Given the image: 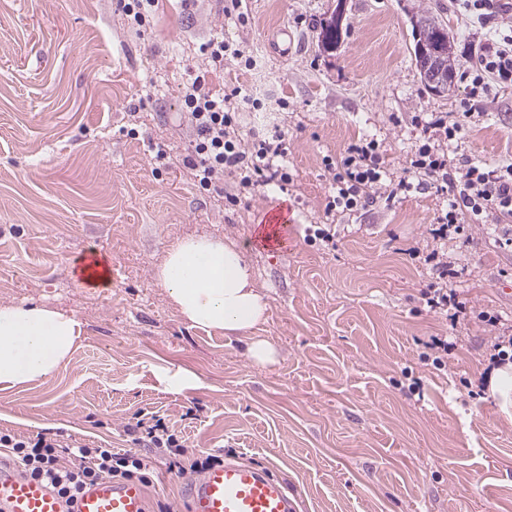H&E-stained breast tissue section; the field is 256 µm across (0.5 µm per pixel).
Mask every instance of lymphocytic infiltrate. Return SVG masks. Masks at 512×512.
Here are the masks:
<instances>
[{
	"label": "lymphocytic infiltrate",
	"mask_w": 512,
	"mask_h": 512,
	"mask_svg": "<svg viewBox=\"0 0 512 512\" xmlns=\"http://www.w3.org/2000/svg\"><path fill=\"white\" fill-rule=\"evenodd\" d=\"M224 42L207 44V71L198 74L182 96V115L192 132L191 153L184 159L192 170L199 190L222 195L232 206L259 188L290 183L287 166V132L271 138L244 141L238 131L237 114L254 98L242 87L230 93L214 92L210 73L223 70ZM472 83L470 100L451 118L426 119L416 116L421 140L411 154L403 176L391 174L376 140L351 142L339 159L329 160L326 216L344 217L359 213L379 202H393L413 191L432 187L448 197V209L426 245L413 248L411 256L423 257L432 277L420 296L430 311L447 314L458 323L466 314L453 286L458 276L455 258L449 256L446 240L450 227L461 224L512 223V163L488 165L472 161L454 162L448 157L449 144L463 138L480 120V104L492 85L512 83V23L497 39L487 44L470 67L462 73ZM232 177L234 192L224 189L225 177ZM136 444L142 453L112 452L94 442H67L57 437L30 439L14 432L0 431V450L27 476L51 483L67 503L97 479L109 477L148 482L153 457L187 456V441L171 434L157 416L138 420Z\"/></svg>",
	"instance_id": "1"
}]
</instances>
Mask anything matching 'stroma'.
Returning <instances> with one entry per match:
<instances>
[{"label":"stroma","mask_w":512,"mask_h":512,"mask_svg":"<svg viewBox=\"0 0 512 512\" xmlns=\"http://www.w3.org/2000/svg\"><path fill=\"white\" fill-rule=\"evenodd\" d=\"M437 1L464 70L492 33L457 0H347L349 29L332 52L317 39L329 0H247L244 23L224 15L225 0H157L142 33L117 0H0V304L35 302L82 324L52 379L0 390V430L124 452L130 427L154 413L198 458L220 449L269 468L300 512H512V389L477 392L494 341L479 312L512 327L502 228L448 237L468 313L455 326L422 301L430 273L408 255L448 204L435 190L341 218L334 250L305 240L325 219V157L373 137L402 175L415 114L450 116L467 97L460 79L446 96L429 92L411 59L408 14ZM211 40L239 51L213 87L243 86L261 103L241 111L242 137L288 133L287 189L229 207L182 163V91ZM486 111L451 157L512 162V87ZM282 204L287 241L275 246L262 233ZM203 235L243 246L276 364L252 362L246 336L190 326L156 282L167 250ZM89 250L109 266V287L76 284ZM448 335L456 347L435 368L424 343ZM182 375L193 386L172 390ZM143 492L147 512H190L187 481L167 462Z\"/></svg>","instance_id":"stroma-1"}]
</instances>
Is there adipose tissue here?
Masks as SVG:
<instances>
[{"label": "adipose tissue", "instance_id": "obj_1", "mask_svg": "<svg viewBox=\"0 0 512 512\" xmlns=\"http://www.w3.org/2000/svg\"><path fill=\"white\" fill-rule=\"evenodd\" d=\"M155 279L191 326L227 335L252 332L249 358L275 363V347L255 333L266 323L269 306L242 245L183 239L169 248ZM80 333V322L63 312L35 303L0 305V390L51 378L68 361Z\"/></svg>", "mask_w": 512, "mask_h": 512}]
</instances>
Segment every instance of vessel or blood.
Wrapping results in <instances>:
<instances>
[{
  "instance_id": "1",
  "label": "vessel or blood",
  "mask_w": 512,
  "mask_h": 512,
  "mask_svg": "<svg viewBox=\"0 0 512 512\" xmlns=\"http://www.w3.org/2000/svg\"><path fill=\"white\" fill-rule=\"evenodd\" d=\"M190 512H298V501L267 470L237 461L211 469L190 483ZM48 484L0 462V512H65ZM75 512H146L135 482L98 479L79 495Z\"/></svg>"
}]
</instances>
